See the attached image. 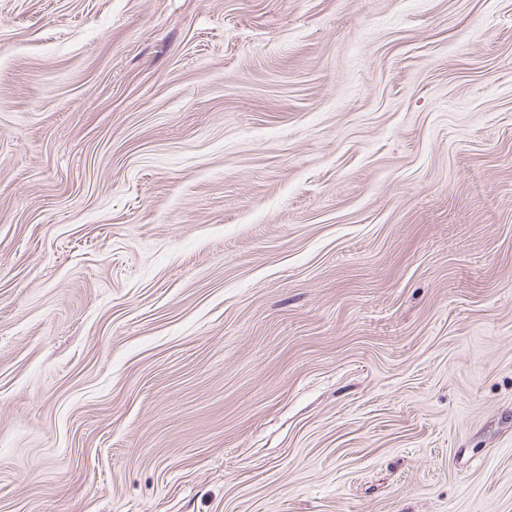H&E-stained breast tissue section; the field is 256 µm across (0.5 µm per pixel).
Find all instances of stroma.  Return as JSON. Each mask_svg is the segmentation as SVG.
<instances>
[{"label":"stroma","instance_id":"1","mask_svg":"<svg viewBox=\"0 0 512 512\" xmlns=\"http://www.w3.org/2000/svg\"><path fill=\"white\" fill-rule=\"evenodd\" d=\"M0 512H512V0H0Z\"/></svg>","mask_w":512,"mask_h":512}]
</instances>
